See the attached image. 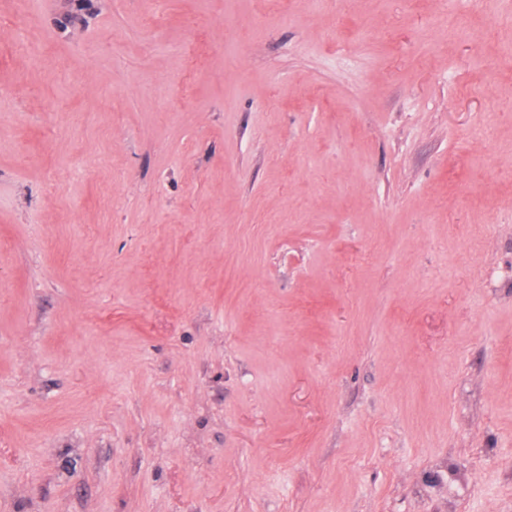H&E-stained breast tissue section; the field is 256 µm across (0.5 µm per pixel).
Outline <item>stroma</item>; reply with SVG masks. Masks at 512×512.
Masks as SVG:
<instances>
[{"instance_id": "obj_1", "label": "stroma", "mask_w": 512, "mask_h": 512, "mask_svg": "<svg viewBox=\"0 0 512 512\" xmlns=\"http://www.w3.org/2000/svg\"><path fill=\"white\" fill-rule=\"evenodd\" d=\"M0 0V512H512V0Z\"/></svg>"}]
</instances>
